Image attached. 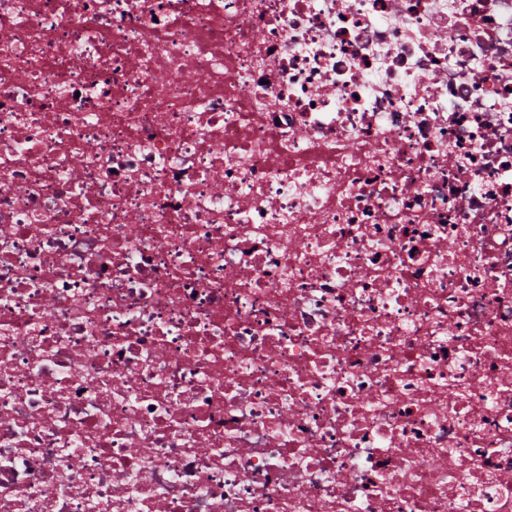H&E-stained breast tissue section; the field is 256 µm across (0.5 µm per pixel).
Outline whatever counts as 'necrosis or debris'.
Returning a JSON list of instances; mask_svg holds the SVG:
<instances>
[{
    "instance_id": "4bbe7bcc",
    "label": "necrosis or debris",
    "mask_w": 512,
    "mask_h": 512,
    "mask_svg": "<svg viewBox=\"0 0 512 512\" xmlns=\"http://www.w3.org/2000/svg\"><path fill=\"white\" fill-rule=\"evenodd\" d=\"M0 512H512V0H0Z\"/></svg>"
}]
</instances>
